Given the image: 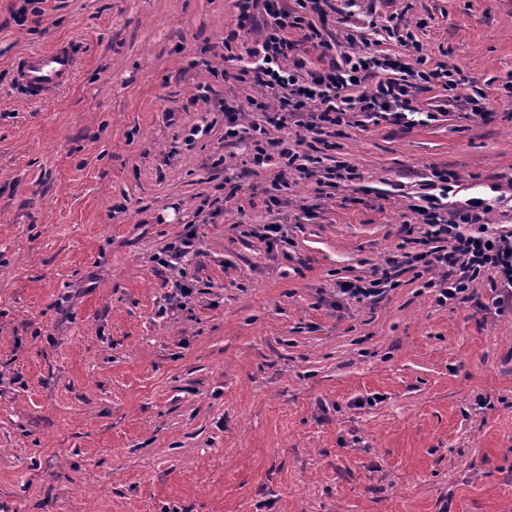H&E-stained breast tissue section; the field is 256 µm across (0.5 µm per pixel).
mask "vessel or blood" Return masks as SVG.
<instances>
[{
  "label": "vessel or blood",
  "instance_id": "obj_1",
  "mask_svg": "<svg viewBox=\"0 0 512 512\" xmlns=\"http://www.w3.org/2000/svg\"><path fill=\"white\" fill-rule=\"evenodd\" d=\"M77 59L68 42L48 50L25 55L13 70V77L29 97L43 99L69 86L76 72Z\"/></svg>",
  "mask_w": 512,
  "mask_h": 512
}]
</instances>
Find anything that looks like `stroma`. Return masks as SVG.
Segmentation results:
<instances>
[{"instance_id":"stroma-1","label":"stroma","mask_w":512,"mask_h":512,"mask_svg":"<svg viewBox=\"0 0 512 512\" xmlns=\"http://www.w3.org/2000/svg\"><path fill=\"white\" fill-rule=\"evenodd\" d=\"M23 5L0 0V512H512L493 273L445 304L405 266L377 298L337 290L396 254L431 169L506 196L489 221L512 231V0H332L329 39L397 17L461 83L420 94L428 126L343 127L362 180L328 195L224 139L222 105L249 121L256 94L221 76L233 0ZM64 40L73 84L33 101L16 60Z\"/></svg>"}]
</instances>
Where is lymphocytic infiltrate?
<instances>
[{
	"label": "lymphocytic infiltrate",
	"mask_w": 512,
	"mask_h": 512,
	"mask_svg": "<svg viewBox=\"0 0 512 512\" xmlns=\"http://www.w3.org/2000/svg\"><path fill=\"white\" fill-rule=\"evenodd\" d=\"M329 0H297L288 9L283 0H236V27L224 38L223 58L235 61V43L255 34L248 56L256 64L234 73L235 81L260 87L252 97L253 111L262 122L242 124L237 109L224 107V138L249 142L255 166L276 167L275 186L288 183L289 173L311 176L320 154L335 150L339 126L352 119L387 121L405 128L426 126L435 115L417 105L419 93L439 86L455 90L456 69L439 63L428 67L408 24L387 19L381 30L387 38L411 50V58L393 57L381 50L345 49L327 40L315 24ZM317 50V67L298 58L301 45ZM308 113L303 136L288 141L282 134L289 117ZM459 177L452 171H432L424 194L410 210L424 231L416 253H404L389 260L388 268L374 271L369 280L340 284L341 294L356 300L378 296L391 283V267L422 264L441 270L439 301L458 299L475 287L486 271H494L500 288L512 297V232L490 231L487 219L496 199L473 197L462 202L450 194Z\"/></svg>",
	"instance_id": "1"
}]
</instances>
